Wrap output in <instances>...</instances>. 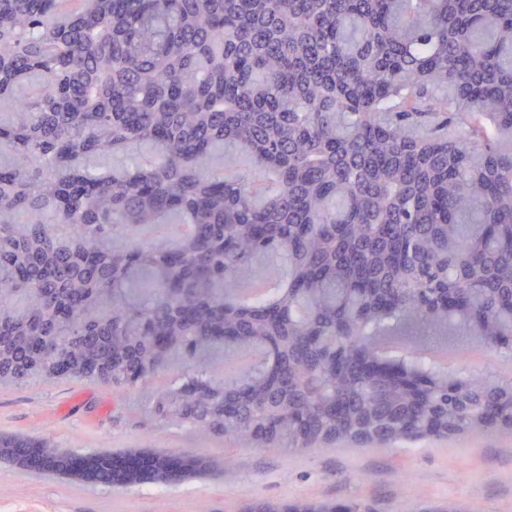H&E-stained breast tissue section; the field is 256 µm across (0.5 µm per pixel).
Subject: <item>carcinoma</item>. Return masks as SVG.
Instances as JSON below:
<instances>
[{
  "label": "carcinoma",
  "mask_w": 512,
  "mask_h": 512,
  "mask_svg": "<svg viewBox=\"0 0 512 512\" xmlns=\"http://www.w3.org/2000/svg\"><path fill=\"white\" fill-rule=\"evenodd\" d=\"M3 100L1 385L150 383L163 425L287 454L512 424L511 378L410 350L413 393L369 363L395 337L512 358V0H0ZM258 259L271 297L243 294ZM0 448L107 486L195 464Z\"/></svg>",
  "instance_id": "1"
}]
</instances>
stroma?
I'll return each mask as SVG.
<instances>
[{
  "label": "stroma",
  "mask_w": 512,
  "mask_h": 512,
  "mask_svg": "<svg viewBox=\"0 0 512 512\" xmlns=\"http://www.w3.org/2000/svg\"><path fill=\"white\" fill-rule=\"evenodd\" d=\"M149 390L76 378L0 387V434L52 439L61 451L88 453L151 445L156 453L230 458L169 485L113 488L38 474L0 461V512H247L262 499L348 504L373 512H438L446 501L512 512V435L452 436L425 447L310 449L238 447L195 429H166L145 409Z\"/></svg>",
  "instance_id": "stroma-1"
}]
</instances>
